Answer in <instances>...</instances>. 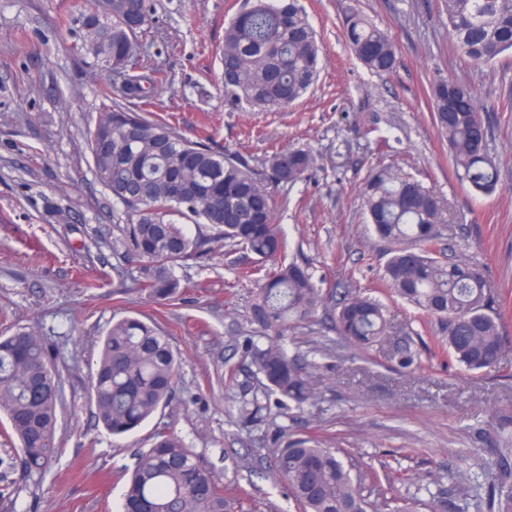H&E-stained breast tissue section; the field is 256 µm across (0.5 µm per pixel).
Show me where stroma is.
<instances>
[{"label":"stroma","instance_id":"1","mask_svg":"<svg viewBox=\"0 0 512 512\" xmlns=\"http://www.w3.org/2000/svg\"><path fill=\"white\" fill-rule=\"evenodd\" d=\"M73 0H0V335L34 329L55 356L62 403L57 453L40 474L17 465V443L0 434V512H118L123 485L154 429L115 437L95 417L90 374L101 339L125 316L151 320L180 353L177 394L157 417L220 475L244 508L300 512L275 474L272 451L287 434L312 437L359 462L373 494L438 500V512H478L479 473L512 438V343L499 369L469 372L425 341L440 329L381 290L389 258L361 209L369 167L383 162L433 188L449 209L448 256L482 264L512 339V55L488 65L464 59L441 0H302L322 40L318 85L285 112L224 104V26L243 0H150L147 64L168 80L157 114L180 133L260 164L272 146L303 147L316 165L294 186L274 188L288 259L323 288H360L386 304L395 334L356 355L327 312L291 332L289 352L310 354L317 400L304 411L269 402L258 418L239 411L262 378L247 359L258 331L248 315L255 282L241 279L253 255L224 247L179 268L183 299L149 302L135 290L112 198L86 149L102 77L79 52ZM355 5L397 45L379 75L350 52L343 7ZM471 84L486 110L499 180L488 195L462 183L433 123L426 87L436 76ZM126 273L112 279L113 269ZM104 277L103 287L89 281ZM414 338L418 359L401 371L393 349Z\"/></svg>","mask_w":512,"mask_h":512}]
</instances>
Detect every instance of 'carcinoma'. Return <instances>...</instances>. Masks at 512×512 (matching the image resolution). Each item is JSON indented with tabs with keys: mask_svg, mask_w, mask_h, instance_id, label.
<instances>
[{
	"mask_svg": "<svg viewBox=\"0 0 512 512\" xmlns=\"http://www.w3.org/2000/svg\"><path fill=\"white\" fill-rule=\"evenodd\" d=\"M75 0L81 49L108 73L101 86L100 117L86 142L94 173L112 195L122 225L128 261L136 264L137 291L150 302L178 300L175 269L202 258L224 242L241 247L259 263L242 273L258 283L249 323L268 344H250V363L263 377V390L301 409L317 397L310 363L291 355L278 338L313 318L326 297L309 268L280 260L286 241L274 221L271 185L293 186L315 164L304 149L277 148L252 166L232 153H219L180 135L150 107L165 74L147 66L142 37L151 17L147 0ZM448 35L460 53L488 64L512 53V0H442ZM343 27L350 50L369 70L392 71L397 47L388 31L353 7ZM224 102L279 112L300 101L318 83L317 32L299 0H246L224 29ZM434 122L447 142L455 172L476 192L489 194L498 171L488 149L486 106L468 83L441 78L430 83ZM362 205L378 239L389 246L382 287L441 326L435 349L467 370L491 371L500 363L507 337L488 285L486 269L438 252L448 229V208L419 180L392 165H376L365 177ZM210 232L190 236L186 225ZM336 335L365 352L390 332L386 306L360 291L331 299ZM395 358L411 369L416 350L407 340ZM180 357L155 323L124 317L104 336L92 382L98 421L113 435L139 427L174 399ZM61 390L40 337L19 328L0 336V412L4 433L20 441V464L42 472L56 452ZM275 472L287 483L302 512H419L418 504L396 499L380 504L364 494L366 476L353 473L333 448L292 437L275 451ZM490 505L512 512V448H499L485 473ZM142 502L152 512H241L224 493L222 479L183 440L157 423L150 447L137 457L122 507Z\"/></svg>",
	"mask_w": 512,
	"mask_h": 512,
	"instance_id": "cac0c4a2",
	"label": "carcinoma"
}]
</instances>
